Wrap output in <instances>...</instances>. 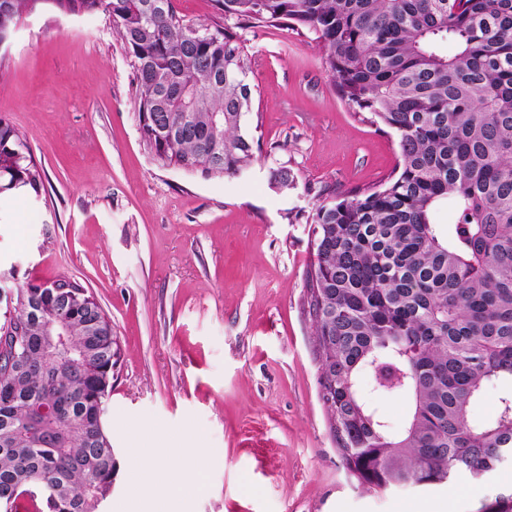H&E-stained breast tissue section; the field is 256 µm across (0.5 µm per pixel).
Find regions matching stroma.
<instances>
[{
    "label": "stroma",
    "instance_id": "obj_1",
    "mask_svg": "<svg viewBox=\"0 0 512 512\" xmlns=\"http://www.w3.org/2000/svg\"><path fill=\"white\" fill-rule=\"evenodd\" d=\"M228 24L258 64L248 131L261 150L236 176L158 162L143 145L131 59L103 17L42 7L0 50V115L28 140L39 190L0 197V287L60 277L94 295L122 348L106 423L117 470L100 512H482L512 467L430 490L373 493L343 468L319 398L304 309L311 227L289 211L368 186L399 161L395 136L340 100L309 36ZM286 167L296 186L269 181ZM362 397L392 430L405 398ZM197 447L200 480L173 503L140 448Z\"/></svg>",
    "mask_w": 512,
    "mask_h": 512
}]
</instances>
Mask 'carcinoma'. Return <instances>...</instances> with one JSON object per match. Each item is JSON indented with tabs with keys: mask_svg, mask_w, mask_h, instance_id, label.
Returning <instances> with one entry per match:
<instances>
[{
	"mask_svg": "<svg viewBox=\"0 0 512 512\" xmlns=\"http://www.w3.org/2000/svg\"><path fill=\"white\" fill-rule=\"evenodd\" d=\"M149 2L0 0V38L44 6L103 16L131 57L154 157L207 177L242 173L258 148L246 128L255 57L226 25ZM213 2L224 20L312 34L340 99L398 141L378 184L294 215L311 225L308 314L344 467L375 493L486 479L512 461V0ZM40 184L25 135L0 118V194ZM442 205L455 214L445 235ZM65 285L68 299L56 294ZM57 319L66 339L46 351L37 336ZM3 338L18 347L12 360L0 345L4 508L26 496L34 512H98L115 467L112 322L77 283L31 282L4 302ZM362 371L411 400L399 432L359 397ZM495 383L496 417L474 419Z\"/></svg>",
	"mask_w": 512,
	"mask_h": 512,
	"instance_id": "1",
	"label": "carcinoma"
}]
</instances>
